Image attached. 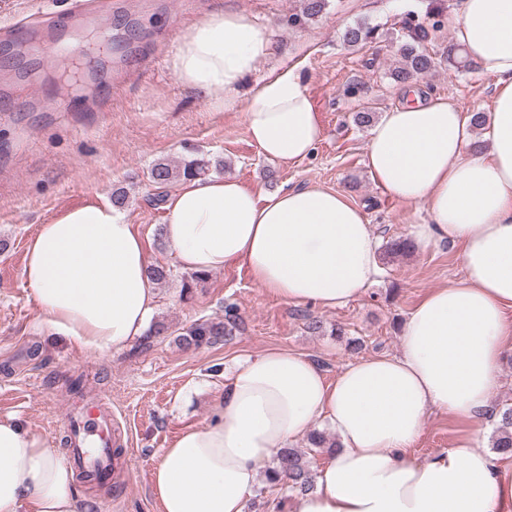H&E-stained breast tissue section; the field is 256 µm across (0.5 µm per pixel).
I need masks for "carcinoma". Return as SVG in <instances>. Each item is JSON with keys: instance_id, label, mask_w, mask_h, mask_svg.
I'll return each mask as SVG.
<instances>
[{"instance_id": "cac0c4a2", "label": "carcinoma", "mask_w": 512, "mask_h": 512, "mask_svg": "<svg viewBox=\"0 0 512 512\" xmlns=\"http://www.w3.org/2000/svg\"><path fill=\"white\" fill-rule=\"evenodd\" d=\"M327 0H304L301 13L289 16V23L299 25L307 19L314 18L323 12ZM434 21L425 25L421 22L404 21V36L399 47L401 56L400 66L390 71V78L400 84H406L420 76L430 74L437 67L447 63L451 67L468 71L472 64L461 50H456L448 57L434 58L424 49V44L436 39L437 32L442 28L440 18L444 9L438 5L429 10ZM375 28L363 24L346 28L343 41L349 46H356L373 38ZM206 164L201 159H185L180 166L168 163H157L150 171V180L161 189L176 179H189L202 176L206 173ZM414 248L409 239H392L384 244V250L389 255H404ZM238 321L237 306L230 303L224 307V320H203L192 324L182 334V344L187 348H200L215 343L221 338L233 335ZM497 453L504 456L512 455V407L500 412L497 434L493 443ZM274 473L282 474L288 479L290 490L297 493H306L314 487V474L305 457V453L293 448L284 449L277 455Z\"/></svg>"}]
</instances>
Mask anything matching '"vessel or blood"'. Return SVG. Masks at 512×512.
I'll return each instance as SVG.
<instances>
[{
  "label": "vessel or blood",
  "instance_id": "obj_1",
  "mask_svg": "<svg viewBox=\"0 0 512 512\" xmlns=\"http://www.w3.org/2000/svg\"><path fill=\"white\" fill-rule=\"evenodd\" d=\"M109 398L93 397L71 403L60 422L69 436L68 453L76 475L89 484L111 482L120 460V441L112 430Z\"/></svg>",
  "mask_w": 512,
  "mask_h": 512
}]
</instances>
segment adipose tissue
I'll return each instance as SVG.
<instances>
[{
  "label": "adipose tissue",
  "instance_id": "ef3b65f1",
  "mask_svg": "<svg viewBox=\"0 0 512 512\" xmlns=\"http://www.w3.org/2000/svg\"><path fill=\"white\" fill-rule=\"evenodd\" d=\"M453 44L496 77L487 149L474 145V112L410 91L376 122L365 146L372 180L421 207L415 245L461 249L463 277L426 293L409 312L397 354L327 378L309 356L270 349L234 358L210 420L183 430L151 475L159 512H246L279 449L326 423L338 447L315 487L289 512H512V465L485 444V423L512 351V0H461L447 18ZM271 31L222 8L184 30L172 69L217 111L242 110L269 160L309 157L323 135L297 66L281 65L241 96L272 57ZM162 233L184 270L236 264L278 299L326 309L359 298L381 274L364 211L341 191L310 186L263 193L239 181H183L164 205ZM145 239L108 204L69 209L40 225L23 276L45 332L91 354L143 336L156 307ZM464 425L448 449L410 450L426 418ZM0 512H86L73 472L40 435L0 418Z\"/></svg>",
  "mask_w": 512,
  "mask_h": 512
}]
</instances>
